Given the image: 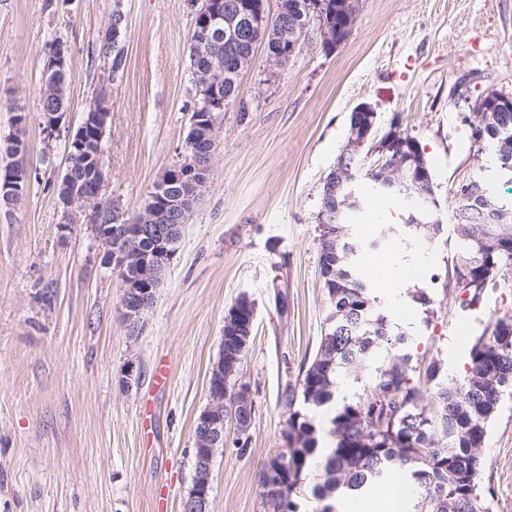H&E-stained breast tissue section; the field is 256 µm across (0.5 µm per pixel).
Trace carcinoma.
I'll return each mask as SVG.
<instances>
[{"mask_svg":"<svg viewBox=\"0 0 512 512\" xmlns=\"http://www.w3.org/2000/svg\"><path fill=\"white\" fill-rule=\"evenodd\" d=\"M290 2L298 26H309L315 19L312 0ZM225 54L224 39L213 33L207 38L191 34L190 67L201 81L223 76L227 105L236 99L240 80L236 75L224 76V69L231 68L224 64ZM68 102L69 85L63 76L43 90L40 111L55 112ZM501 112L512 113V108L497 102L491 92L476 101L474 113L484 121L483 141L477 147L490 148L500 167L512 169V149L501 148V142L512 140V125L506 130L500 127ZM24 131L20 126L0 141V153L8 158L16 150L28 153ZM395 137L388 145L384 135L370 149L420 174L423 195L388 194L408 210L404 235L416 240L426 230L437 236L442 225L433 223L438 213L432 205L431 173L422 150L407 134L397 132ZM98 162L95 140L90 137L85 151L72 162L74 180L91 188L98 177ZM471 185V195L459 200L465 224L457 231L459 250L448 273L464 307L495 285L498 276L512 272V223H484L498 209L512 211V203L493 196L480 168ZM338 201L343 207L337 222L322 223V212H330ZM362 208L361 197L346 203L344 194L333 196L330 182L324 183L317 213L319 265L330 312L311 360L300 366L295 382H286L278 396L279 404L290 410L284 432L287 448L268 458L260 474L262 498L273 512H300L296 490L305 467L319 455L316 425L296 406L319 410L333 401L353 371L408 344L407 335L391 325L361 263L364 252L389 247L394 228L381 225L369 239L356 236L353 219ZM249 343L244 337L226 336L219 350L224 355V372L211 385L224 391L226 415ZM423 382L433 389L427 400L420 391ZM508 396H512V316L496 319L472 338L469 367L459 385L448 384L447 370L437 361L422 369L413 364L410 353L394 355L377 367L373 388L344 402L330 419L333 446L321 458L322 482L314 491L316 499L324 502L320 512H334L326 500L337 491L355 498L379 481L393 480L407 490L412 512H479L482 460L478 449L484 447L489 425Z\"/></svg>","mask_w":512,"mask_h":512,"instance_id":"1","label":"carcinoma"}]
</instances>
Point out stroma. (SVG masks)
I'll use <instances>...</instances> for the list:
<instances>
[{
  "mask_svg": "<svg viewBox=\"0 0 512 512\" xmlns=\"http://www.w3.org/2000/svg\"><path fill=\"white\" fill-rule=\"evenodd\" d=\"M113 0H0V138L28 115L29 188L0 210V512H181L193 478L194 424L236 299L255 303L241 364L255 418L245 451L225 431L211 474L210 512H270L262 464L285 447L286 381L315 353L330 311L319 270L322 187L347 141L350 115L372 105L378 127L399 118L432 175L443 231L398 245L423 260L429 311H405L373 281L390 316L405 317L414 362L441 361L461 381L467 342L512 316V273L461 307L446 273L458 251L456 185L478 168L512 198L461 121L477 98L512 95V0H355L346 40L325 51L311 23L284 66L258 50L239 95L216 113L208 185L139 335L121 318V278L88 225L61 226L56 185L65 136L46 141L40 119L46 46L70 51L66 123L78 128L111 60L99 52ZM122 74L110 86L103 200L139 212L185 143L196 89L189 0H124ZM287 308H279L276 292ZM168 369L157 387L158 366ZM138 383L125 382L127 368ZM479 453L483 512H512V400ZM165 489L156 501L157 489Z\"/></svg>",
  "mask_w": 512,
  "mask_h": 512,
  "instance_id": "1",
  "label": "stroma"
}]
</instances>
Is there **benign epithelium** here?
Masks as SVG:
<instances>
[{
  "label": "benign epithelium",
  "mask_w": 512,
  "mask_h": 512,
  "mask_svg": "<svg viewBox=\"0 0 512 512\" xmlns=\"http://www.w3.org/2000/svg\"><path fill=\"white\" fill-rule=\"evenodd\" d=\"M194 10V23L199 28L224 26V39L229 46V54L236 57V72L247 70L250 60L259 45L271 44L268 58L277 65L287 63L295 56L303 36L299 35L293 19L291 4L280 0L276 16L290 19L288 28L273 23V17L263 7L255 8L248 4L247 10L232 11L222 6V0H191ZM198 94L202 95L209 112L194 113L190 119V129L201 126L214 127L215 112L224 111V92L218 83L196 82ZM375 109L370 105H360L354 110V124L350 131L351 146L358 149L364 145L373 128ZM215 150L201 151L196 139L188 140L181 158L184 163L171 169L165 180L157 182L150 194L146 211L139 224H94L91 209L106 210L102 202L105 175H100L95 185L88 191L73 188L72 202L62 210L61 224L69 228L73 224L90 225L98 242L106 246L105 261L124 272L122 279L121 311L123 321L134 336L142 329V316L155 303L156 290L170 266L173 255L156 244L172 240L181 235L183 214L187 201L200 195L208 181L205 175L212 170ZM179 186L176 191L171 187ZM381 187L394 192L418 193L417 182L408 180L402 168L387 165L382 170ZM119 234L125 241L120 250L112 248L110 237ZM209 405L198 416L194 430L198 470L190 493L182 502V512H210V451L224 446V394L218 390L209 391Z\"/></svg>",
  "instance_id": "7a95c632"
}]
</instances>
